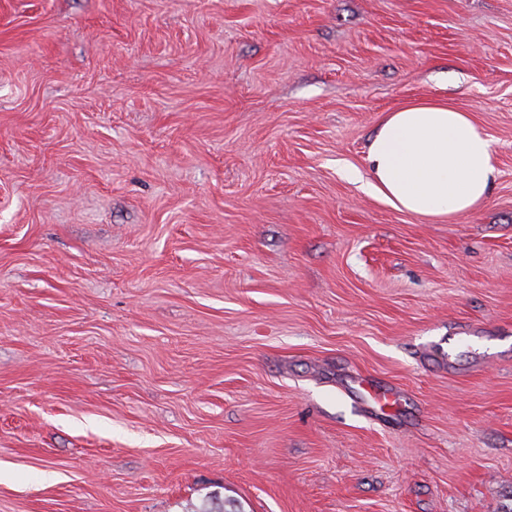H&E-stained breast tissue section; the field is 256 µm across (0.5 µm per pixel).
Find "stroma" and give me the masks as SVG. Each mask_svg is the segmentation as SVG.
<instances>
[{"label": "stroma", "mask_w": 512, "mask_h": 512, "mask_svg": "<svg viewBox=\"0 0 512 512\" xmlns=\"http://www.w3.org/2000/svg\"><path fill=\"white\" fill-rule=\"evenodd\" d=\"M419 99L494 142L449 222L344 174ZM0 467V512H512V0H0ZM356 386V391L361 396L369 403L377 404L381 410L397 409L400 404L399 395L395 391L379 387L369 378H358Z\"/></svg>", "instance_id": "stroma-1"}]
</instances>
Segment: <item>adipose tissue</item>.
Masks as SVG:
<instances>
[{"label": "adipose tissue", "mask_w": 512, "mask_h": 512, "mask_svg": "<svg viewBox=\"0 0 512 512\" xmlns=\"http://www.w3.org/2000/svg\"><path fill=\"white\" fill-rule=\"evenodd\" d=\"M365 188L393 208L428 220H452L486 203L495 174L489 135L452 103L418 100L382 118L367 151Z\"/></svg>", "instance_id": "ef3b65f1"}]
</instances>
